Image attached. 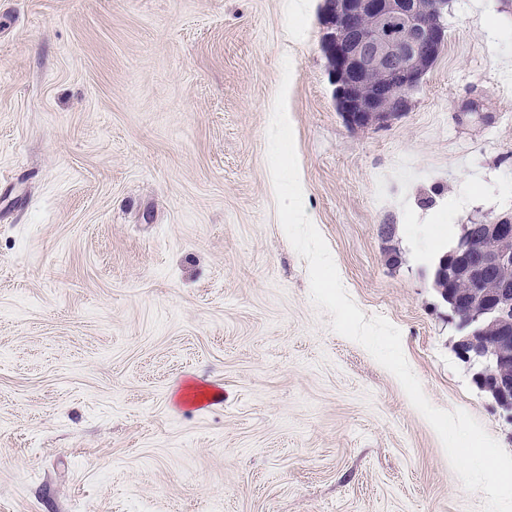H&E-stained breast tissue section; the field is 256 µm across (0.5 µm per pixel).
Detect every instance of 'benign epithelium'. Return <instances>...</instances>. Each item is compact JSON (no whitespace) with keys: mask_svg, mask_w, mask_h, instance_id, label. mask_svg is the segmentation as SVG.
Masks as SVG:
<instances>
[{"mask_svg":"<svg viewBox=\"0 0 512 512\" xmlns=\"http://www.w3.org/2000/svg\"><path fill=\"white\" fill-rule=\"evenodd\" d=\"M322 49L334 97L352 128L384 125L406 111L411 93L439 56L448 0H324ZM465 235L437 274L476 284L468 293L440 288L458 318V355L478 389L512 413V283L493 273L512 266V218L485 219Z\"/></svg>","mask_w":512,"mask_h":512,"instance_id":"1","label":"benign epithelium"}]
</instances>
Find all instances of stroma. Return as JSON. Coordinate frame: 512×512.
<instances>
[{"label": "stroma", "mask_w": 512, "mask_h": 512, "mask_svg": "<svg viewBox=\"0 0 512 512\" xmlns=\"http://www.w3.org/2000/svg\"><path fill=\"white\" fill-rule=\"evenodd\" d=\"M287 6L0 0V512H481L313 305L267 129L288 60L304 207L346 292L433 406L512 453L432 286L448 227L512 213V0H450L408 110L364 129L322 0Z\"/></svg>", "instance_id": "stroma-1"}]
</instances>
